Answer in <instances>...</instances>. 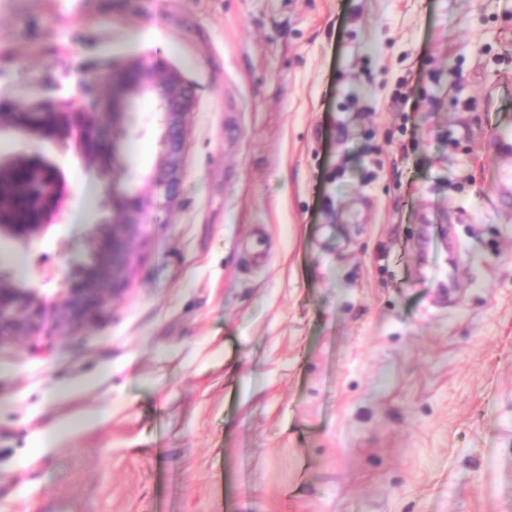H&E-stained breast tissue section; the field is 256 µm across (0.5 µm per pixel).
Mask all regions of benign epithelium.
Segmentation results:
<instances>
[{"label": "benign epithelium", "mask_w": 512, "mask_h": 512, "mask_svg": "<svg viewBox=\"0 0 512 512\" xmlns=\"http://www.w3.org/2000/svg\"><path fill=\"white\" fill-rule=\"evenodd\" d=\"M104 80L108 94L91 108L72 99L53 105L0 102V132L14 130L45 141L73 137L85 157L112 169V183L107 186L112 223L99 225L90 239L88 263L64 288L61 304L75 324L97 319L126 290L134 243L158 206L157 195L171 197L179 180L187 116L195 102L194 90L184 77L158 64L129 61ZM148 96L160 100L165 116V151L156 170L146 177L152 193L120 185L125 174L120 135L134 130L135 104ZM63 195L56 167L43 156L0 160V237L33 241L59 217ZM44 318V303L36 292L18 287L0 273V342L34 335Z\"/></svg>", "instance_id": "benign-epithelium-1"}]
</instances>
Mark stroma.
I'll list each match as a JSON object with an SVG mask.
<instances>
[{
    "label": "stroma",
    "instance_id": "stroma-1",
    "mask_svg": "<svg viewBox=\"0 0 512 512\" xmlns=\"http://www.w3.org/2000/svg\"><path fill=\"white\" fill-rule=\"evenodd\" d=\"M132 59L195 108L97 321L60 301L111 173L0 132L66 189L0 241L47 308L0 342V512H512V0H0L2 100L96 102ZM137 117L140 188L165 126Z\"/></svg>",
    "mask_w": 512,
    "mask_h": 512
}]
</instances>
